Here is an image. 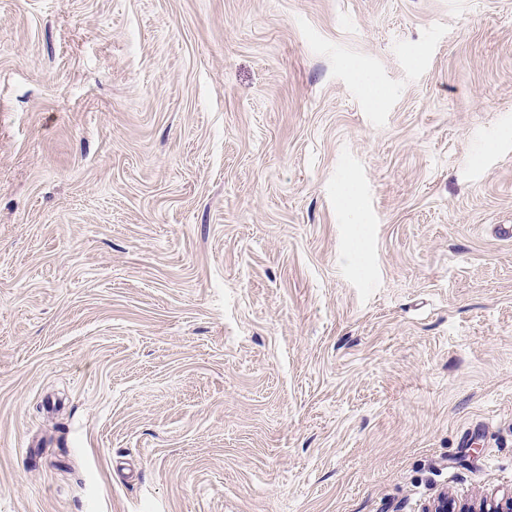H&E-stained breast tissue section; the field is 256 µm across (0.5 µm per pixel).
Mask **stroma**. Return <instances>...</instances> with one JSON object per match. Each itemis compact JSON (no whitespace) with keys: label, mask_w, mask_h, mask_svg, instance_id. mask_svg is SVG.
Segmentation results:
<instances>
[{"label":"stroma","mask_w":512,"mask_h":512,"mask_svg":"<svg viewBox=\"0 0 512 512\" xmlns=\"http://www.w3.org/2000/svg\"><path fill=\"white\" fill-rule=\"evenodd\" d=\"M509 225L512 0H0V512L512 489Z\"/></svg>","instance_id":"obj_1"}]
</instances>
